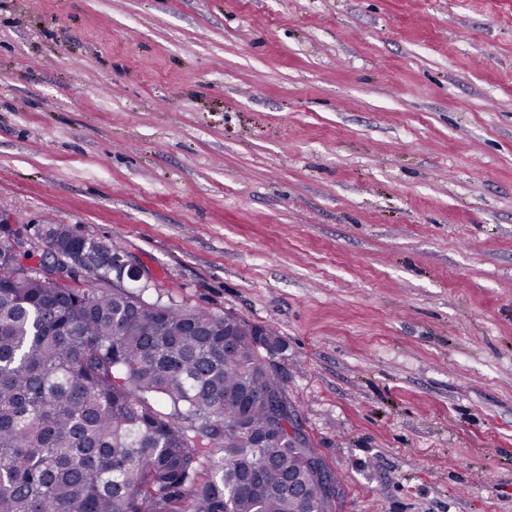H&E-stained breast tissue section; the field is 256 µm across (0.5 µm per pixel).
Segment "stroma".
<instances>
[{"instance_id":"35a3bbf8","label":"stroma","mask_w":512,"mask_h":512,"mask_svg":"<svg viewBox=\"0 0 512 512\" xmlns=\"http://www.w3.org/2000/svg\"><path fill=\"white\" fill-rule=\"evenodd\" d=\"M0 221L276 328L335 512H512V0H0ZM45 232L47 234L46 243L49 249L56 250L60 239L70 235L73 241L80 246H84L86 251L97 250V245L94 241L72 236L73 234L64 224H48Z\"/></svg>"}]
</instances>
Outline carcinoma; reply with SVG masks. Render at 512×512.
<instances>
[{"mask_svg": "<svg viewBox=\"0 0 512 512\" xmlns=\"http://www.w3.org/2000/svg\"><path fill=\"white\" fill-rule=\"evenodd\" d=\"M55 250L71 235L46 227ZM0 242V512H332L300 505L288 472L316 456L289 437L270 351L224 317L131 294L48 288ZM213 448L200 458L202 442Z\"/></svg>", "mask_w": 512, "mask_h": 512, "instance_id": "cac0c4a2", "label": "carcinoma"}]
</instances>
